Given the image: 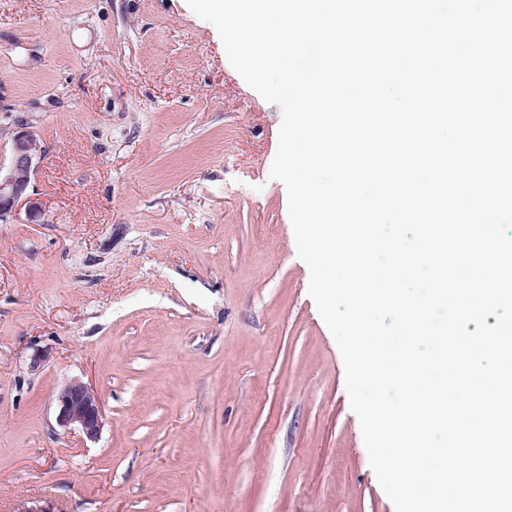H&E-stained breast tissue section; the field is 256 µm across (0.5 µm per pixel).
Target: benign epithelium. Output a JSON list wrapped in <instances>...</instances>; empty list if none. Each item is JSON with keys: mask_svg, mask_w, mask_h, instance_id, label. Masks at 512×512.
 Wrapping results in <instances>:
<instances>
[{"mask_svg": "<svg viewBox=\"0 0 512 512\" xmlns=\"http://www.w3.org/2000/svg\"><path fill=\"white\" fill-rule=\"evenodd\" d=\"M43 153L36 133L21 126L10 139L9 164L0 168V223L8 224L17 215L19 206H27L31 215L40 212L31 198V181ZM57 422L65 429L78 431L84 439L98 440L104 426V412L98 393L87 383L72 379L56 397Z\"/></svg>", "mask_w": 512, "mask_h": 512, "instance_id": "7a95c632", "label": "benign epithelium"}]
</instances>
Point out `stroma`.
Masks as SVG:
<instances>
[{
	"instance_id": "35a3bbf8",
	"label": "stroma",
	"mask_w": 512,
	"mask_h": 512,
	"mask_svg": "<svg viewBox=\"0 0 512 512\" xmlns=\"http://www.w3.org/2000/svg\"><path fill=\"white\" fill-rule=\"evenodd\" d=\"M282 111L186 0H0V512H395L308 293ZM90 384L99 439L56 422ZM43 153L36 133L31 127L21 125L10 139L9 164L0 168V223L9 224L19 206H27L29 214L40 212L37 202L31 198V181L38 160Z\"/></svg>"
}]
</instances>
